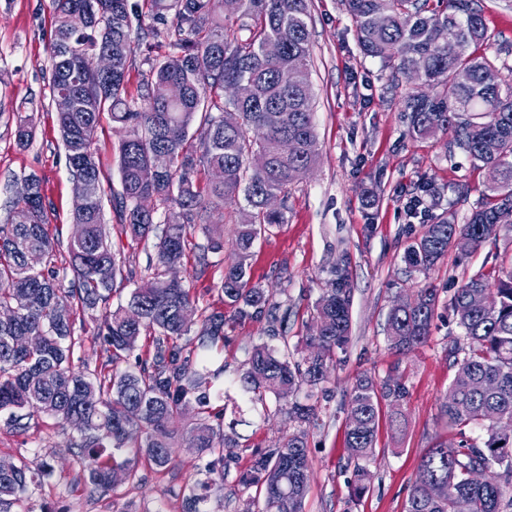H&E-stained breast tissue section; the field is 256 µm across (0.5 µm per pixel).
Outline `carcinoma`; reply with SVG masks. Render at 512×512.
<instances>
[{"label": "carcinoma", "instance_id": "carcinoma-1", "mask_svg": "<svg viewBox=\"0 0 512 512\" xmlns=\"http://www.w3.org/2000/svg\"><path fill=\"white\" fill-rule=\"evenodd\" d=\"M356 25L363 53L378 58L391 76H419L428 91L403 99L401 113L413 138L445 136L491 173L486 202L467 221L454 214L424 225L405 250L415 271H428L453 248V239L480 249L500 230L512 231V87L498 77L500 54L494 48L479 0H342ZM55 25L49 41L50 96L70 176L91 188L72 223L83 239L68 240L51 230L50 203L40 180L29 175L31 194L18 197L0 224V416L7 428L23 433L30 421L46 415L73 428L79 442L72 456L95 492L106 493L139 480L136 458L156 469L168 466L181 447L174 423L193 402L197 418L187 447L213 460L197 471L200 493L185 500L184 512H209L208 491L224 486L229 466L224 449L235 438L222 427L228 404L213 389L210 364L228 341L224 312L199 306L181 276L197 253L224 250V225L209 217L227 206L242 215L234 227V261L218 287L235 321L265 320L267 333L281 346L252 343L232 384L251 403L267 405L296 423L276 448L254 454L236 485L250 500L263 498L258 512H302L309 486L308 427L317 425L318 408L293 400L302 385L318 388L328 379L336 352L344 350L351 328L348 276L331 270L327 287L314 305L302 337L307 354L289 351L288 301L278 300L251 276L255 242L286 223L282 209L269 208L314 165L318 138L313 123L310 83L309 0H52ZM282 53L263 52L269 40ZM147 43L160 52L143 64L140 94L128 95L132 56ZM237 82L251 85L250 97H224ZM119 134L121 191L106 182L95 137L102 118ZM196 130H191L193 123ZM261 131L262 138L249 136ZM34 136L32 119H19L16 140ZM296 144L282 154L278 144ZM118 213L120 235L142 246L147 287H137L112 308V293L133 280V260L112 245L105 204ZM164 212L158 218V212ZM201 232L206 243L193 242ZM66 250L74 278L65 282L56 266ZM439 302L438 290L419 288L388 315V342L405 356L426 342ZM102 308L95 336L107 363L93 370L71 366L82 339L74 335L73 307ZM190 309L198 319L186 322ZM462 330L463 346L451 355L458 369L441 408L451 429L481 427L483 445L439 443L422 457L418 475L443 483V499H427L413 485L405 512H468L512 509V435L490 417L512 422V267L496 275L470 276L448 299ZM195 333L193 349L180 345ZM35 335L41 344L16 349L14 336ZM151 339L141 351L140 342ZM121 362L128 363L124 369ZM405 383L397 375L379 382L358 376L346 399L345 438L354 461V493L369 489L368 465L376 457L379 400L396 405ZM476 465L489 469L475 485ZM43 459L35 469L20 463L0 473V512H27L33 490L53 476Z\"/></svg>", "mask_w": 512, "mask_h": 512}]
</instances>
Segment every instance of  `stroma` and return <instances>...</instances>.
Segmentation results:
<instances>
[{
  "mask_svg": "<svg viewBox=\"0 0 512 512\" xmlns=\"http://www.w3.org/2000/svg\"><path fill=\"white\" fill-rule=\"evenodd\" d=\"M53 27L51 0H0V222L8 216L22 179L33 174L52 204V224L66 239L72 232L74 187L50 97L47 45ZM309 28L319 156L289 191L285 224L255 244L251 275L287 300L290 334L297 339L312 319L331 269H343L352 284L350 341L329 373L327 385L334 396L309 432L310 486L303 512H405L428 448L459 442L441 416L456 374L449 351L462 338L447 301L473 273L512 263V236L499 233L465 258L450 250L425 273L409 270L404 252L410 240L444 210L465 222L485 199L487 172L461 153H450L446 138L408 135L400 102L418 92L419 85L404 76L391 80L379 60L361 52L341 0H312ZM21 113L35 116V136L24 146L15 138ZM427 184L441 191L440 206L410 216L409 201L421 196ZM232 259L227 250L218 263L204 266L192 260L185 266V284L200 305L222 308L216 288ZM429 284L441 299L431 334L426 343L397 358L386 338L388 312L395 301ZM98 316L95 310L73 311L74 332L84 339L75 367L105 359L94 337ZM264 328V322L248 320L229 328L232 343L222 355L223 381L236 376L246 346L262 341ZM395 372L402 375L407 393L400 405L380 403L377 457L369 465L372 479L368 491L357 497L345 446L346 395L358 375L381 380ZM292 428L284 417L247 412L244 423L234 428L239 446L232 451L231 476L223 490L210 492L213 512H242L245 497L237 490L235 474L249 467L255 450L277 446ZM77 439L76 432L44 415L20 435L0 425V459L32 467L42 457L52 459L55 472L33 494V512H182L203 463L194 450L180 448L163 470L141 462L143 482L91 497L70 452Z\"/></svg>",
  "mask_w": 512,
  "mask_h": 512,
  "instance_id": "obj_1",
  "label": "stroma"
}]
</instances>
